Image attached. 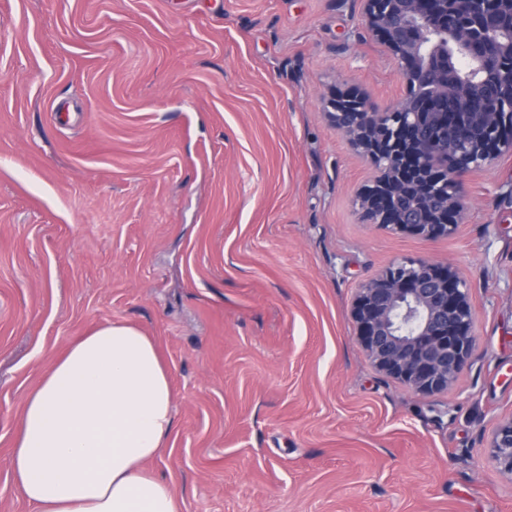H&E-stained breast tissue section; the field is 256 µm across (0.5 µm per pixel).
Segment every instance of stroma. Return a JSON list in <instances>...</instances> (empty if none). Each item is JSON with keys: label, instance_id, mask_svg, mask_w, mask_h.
Instances as JSON below:
<instances>
[{"label": "stroma", "instance_id": "obj_1", "mask_svg": "<svg viewBox=\"0 0 512 512\" xmlns=\"http://www.w3.org/2000/svg\"><path fill=\"white\" fill-rule=\"evenodd\" d=\"M405 92L361 0H0V512L24 400L109 322L153 337L181 512H512V155L428 241L364 223L322 99ZM448 262L475 349L430 396L358 342L359 286ZM493 458L504 471L512 474V420L497 426L492 439Z\"/></svg>", "mask_w": 512, "mask_h": 512}]
</instances>
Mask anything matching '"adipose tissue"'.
<instances>
[{"label":"adipose tissue","instance_id":"adipose-tissue-1","mask_svg":"<svg viewBox=\"0 0 512 512\" xmlns=\"http://www.w3.org/2000/svg\"><path fill=\"white\" fill-rule=\"evenodd\" d=\"M173 427L170 374L153 338L101 325L28 393L14 482L34 512H180L173 485L148 468Z\"/></svg>","mask_w":512,"mask_h":512}]
</instances>
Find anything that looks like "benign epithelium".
I'll use <instances>...</instances> for the list:
<instances>
[{
  "label": "benign epithelium",
  "instance_id": "7a95c632",
  "mask_svg": "<svg viewBox=\"0 0 512 512\" xmlns=\"http://www.w3.org/2000/svg\"><path fill=\"white\" fill-rule=\"evenodd\" d=\"M407 94L379 111L365 94L324 99L336 131L375 170L357 199L369 224L432 240L467 210L466 178L512 152V0H362ZM416 190L401 204V189ZM353 319L375 366L414 392L448 388L475 347L467 282L448 262L406 259L359 287ZM493 458L512 474V420Z\"/></svg>",
  "mask_w": 512,
  "mask_h": 512
}]
</instances>
